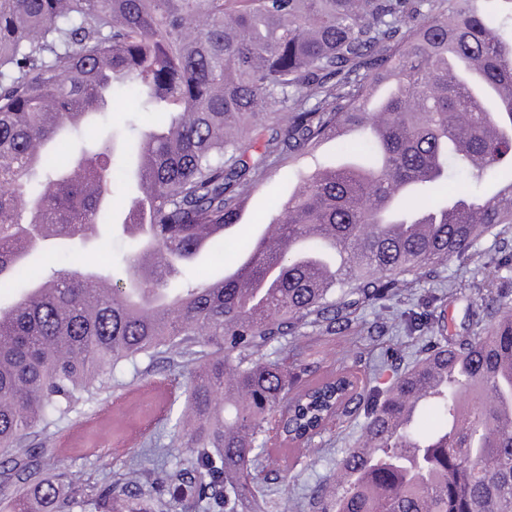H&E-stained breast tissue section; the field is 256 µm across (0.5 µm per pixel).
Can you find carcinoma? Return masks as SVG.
Wrapping results in <instances>:
<instances>
[{"label": "carcinoma", "mask_w": 512, "mask_h": 512, "mask_svg": "<svg viewBox=\"0 0 512 512\" xmlns=\"http://www.w3.org/2000/svg\"><path fill=\"white\" fill-rule=\"evenodd\" d=\"M477 2L0 0V288L27 285L0 306V460L19 465L26 435L120 368L179 350L201 363L175 424L187 458L150 472L167 500L141 498L133 470L96 494L101 512H190L203 500L263 512L251 465L272 442L306 451L326 416L357 410L360 440L316 488L315 512H512V372L491 368L492 354L512 353V263L483 266L471 316H493L489 330L433 347L387 392L347 371L300 384L273 357L303 325L382 307L405 276L512 224V182L489 197L446 193L451 168L469 185L512 166V13L499 23ZM123 95L168 116L137 132L141 195L128 215L144 243L123 258L126 280L81 253L29 275V251L112 223L106 200L128 169L111 161L108 132L87 139L82 125ZM343 126L355 129L346 163L295 173L271 220L276 247L245 244L240 275L158 303L177 263L224 242L271 165L343 141ZM331 236L343 258L319 277ZM244 279L270 288L254 302ZM397 321L415 332L428 316ZM60 493L39 481L11 512H58Z\"/></svg>", "instance_id": "cac0c4a2"}]
</instances>
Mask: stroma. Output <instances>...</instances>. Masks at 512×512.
I'll return each instance as SVG.
<instances>
[{"label":"stroma","mask_w":512,"mask_h":512,"mask_svg":"<svg viewBox=\"0 0 512 512\" xmlns=\"http://www.w3.org/2000/svg\"><path fill=\"white\" fill-rule=\"evenodd\" d=\"M294 172L285 168L270 171L248 199L241 222L226 233L223 266H214L209 254L199 253L184 268L183 281L217 278L234 268L240 246L259 235L273 209L287 198L295 181ZM122 207V200H115L113 228L106 238L87 249V263L98 264L107 258L118 263L131 249L130 238L121 231ZM509 256L512 224H503L485 236L464 263L453 262L427 275L409 277L407 289L400 298L389 301L387 311L393 316L420 309L423 301H430L439 321L426 338L407 337L391 324L378 326L379 308L361 305L350 314L342 330L304 325L298 344H286L279 358L290 373L302 366L317 376L348 369L365 384L388 389L397 374L422 357L426 344L465 334L469 314L480 303L478 286L483 264ZM194 367L188 354L140 357L137 367L117 373L108 391L78 405L55 425L29 435L23 445L34 452L38 479L61 484L63 495L73 496L77 489L69 485L68 473H80L83 484L99 490L112 488L129 468H142L146 474L141 479V492L160 500L149 471L174 463L182 454L172 441L173 426L184 409V386ZM363 421L358 412L330 422L316 438L315 451L305 455L288 460L275 455L260 458L261 485L270 495L268 512H312L316 485L335 472L343 448L359 438Z\"/></svg>","instance_id":"35a3bbf8"}]
</instances>
